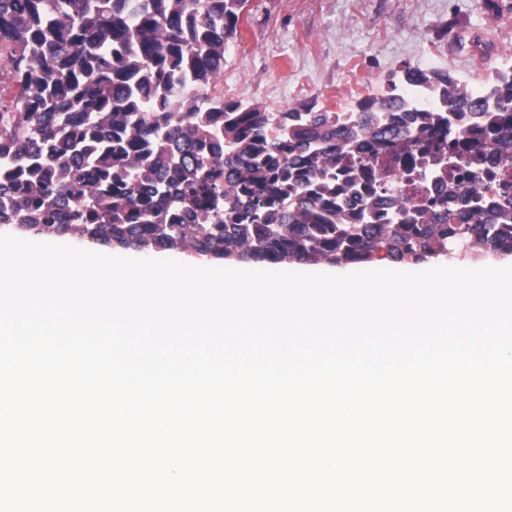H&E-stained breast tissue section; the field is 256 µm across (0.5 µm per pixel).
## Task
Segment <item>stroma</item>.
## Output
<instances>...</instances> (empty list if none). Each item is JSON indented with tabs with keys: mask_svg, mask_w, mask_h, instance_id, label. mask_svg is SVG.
<instances>
[{
	"mask_svg": "<svg viewBox=\"0 0 512 512\" xmlns=\"http://www.w3.org/2000/svg\"><path fill=\"white\" fill-rule=\"evenodd\" d=\"M512 63V0H249L215 85L270 112H334L411 64L461 82Z\"/></svg>",
	"mask_w": 512,
	"mask_h": 512,
	"instance_id": "stroma-1",
	"label": "stroma"
}]
</instances>
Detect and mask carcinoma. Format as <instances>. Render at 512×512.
<instances>
[{
    "label": "carcinoma",
    "mask_w": 512,
    "mask_h": 512,
    "mask_svg": "<svg viewBox=\"0 0 512 512\" xmlns=\"http://www.w3.org/2000/svg\"><path fill=\"white\" fill-rule=\"evenodd\" d=\"M249 0H0V43L12 83L0 98V228L29 224L143 253L181 250L273 264L420 261L464 246L512 255V183L498 218L479 198L458 212L432 199L374 223L347 212L362 170L336 167L357 150L403 142L435 148L443 181L470 141L452 143L448 113L489 114L492 143L512 146V65L459 105L444 69L408 65L349 112H268L204 94Z\"/></svg>",
    "instance_id": "carcinoma-1"
}]
</instances>
